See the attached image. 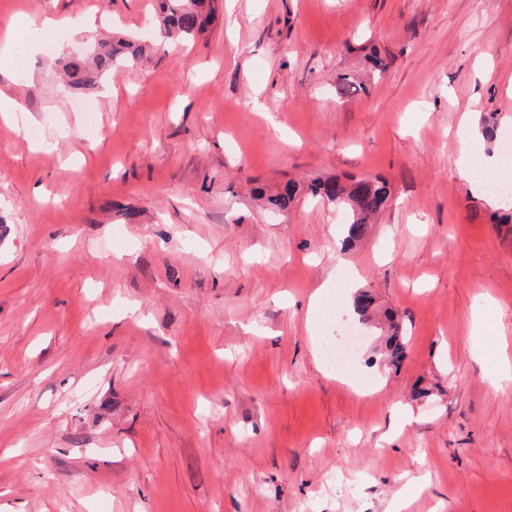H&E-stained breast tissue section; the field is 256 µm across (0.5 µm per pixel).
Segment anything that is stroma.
I'll list each match as a JSON object with an SVG mask.
<instances>
[{
    "mask_svg": "<svg viewBox=\"0 0 512 512\" xmlns=\"http://www.w3.org/2000/svg\"><path fill=\"white\" fill-rule=\"evenodd\" d=\"M157 26L156 0H0L26 40L0 68V512H392L408 483L403 512H512V224L457 169L464 113L512 132V0H215L99 92L61 81ZM336 175L390 186L350 248L343 211L250 194ZM348 330L352 386L321 352Z\"/></svg>",
    "mask_w": 512,
    "mask_h": 512,
    "instance_id": "1",
    "label": "stroma"
}]
</instances>
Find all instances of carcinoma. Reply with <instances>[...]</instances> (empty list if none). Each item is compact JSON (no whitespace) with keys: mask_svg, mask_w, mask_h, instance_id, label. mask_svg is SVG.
I'll return each mask as SVG.
<instances>
[{"mask_svg":"<svg viewBox=\"0 0 512 512\" xmlns=\"http://www.w3.org/2000/svg\"><path fill=\"white\" fill-rule=\"evenodd\" d=\"M206 2L208 0H161L162 23L153 47L159 49L168 42L188 40L203 33L212 14L205 9ZM146 49L147 46L130 41H103L90 59L70 56L62 60L65 79L71 88L92 94L98 90L108 71L141 60ZM304 191L347 213L344 234L348 244L362 237L369 220L385 208L390 198L387 182L379 177L317 178L307 183L290 180L274 192L264 186L252 189L256 198L283 212L291 210ZM405 351L406 342L396 325L386 339L387 364L399 363L405 357Z\"/></svg>","mask_w":512,"mask_h":512,"instance_id":"obj_1","label":"carcinoma"}]
</instances>
